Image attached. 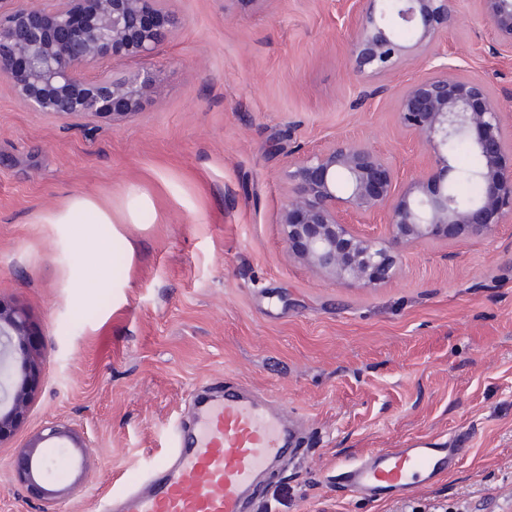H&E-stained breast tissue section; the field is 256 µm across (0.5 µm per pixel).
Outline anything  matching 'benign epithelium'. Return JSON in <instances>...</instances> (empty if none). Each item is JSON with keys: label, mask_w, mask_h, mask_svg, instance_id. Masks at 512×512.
Masks as SVG:
<instances>
[{"label": "benign epithelium", "mask_w": 512, "mask_h": 512, "mask_svg": "<svg viewBox=\"0 0 512 512\" xmlns=\"http://www.w3.org/2000/svg\"><path fill=\"white\" fill-rule=\"evenodd\" d=\"M0 13V78L33 112L55 119H109L119 123L153 96L156 72L103 71L119 57L144 60L182 24L176 0H10ZM352 0L350 68L360 75L395 69L411 52L427 48L436 33L457 22L452 0ZM479 15L493 28L488 53L512 56V0H478ZM413 32L411 45L396 36ZM403 130L421 144L426 159L403 184L390 159L367 144L335 138L317 150L299 149L288 162V195L276 223L288 248L311 269L341 285L392 280L400 249L437 240H471L512 223V136L491 88L480 78L448 74L440 63L413 79L398 96ZM467 143L479 160L470 179L473 200L454 191L460 171L451 145ZM383 215L385 234L360 229ZM0 360L9 381L0 396V447L24 422L43 375L41 338L17 305L0 298ZM68 439L87 447L76 430L50 422L13 449L16 476L33 495L45 493L51 470L42 445Z\"/></svg>", "instance_id": "1"}]
</instances>
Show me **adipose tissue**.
<instances>
[{"mask_svg": "<svg viewBox=\"0 0 512 512\" xmlns=\"http://www.w3.org/2000/svg\"><path fill=\"white\" fill-rule=\"evenodd\" d=\"M152 202L147 195L129 196L123 207L111 201L87 196H74L63 205L46 212L45 224L66 225L76 255L88 271L77 280L80 288H117L120 280L111 277L110 266L117 253L131 254L132 246L121 231L122 224L138 222L149 211Z\"/></svg>", "mask_w": 512, "mask_h": 512, "instance_id": "adipose-tissue-1", "label": "adipose tissue"}]
</instances>
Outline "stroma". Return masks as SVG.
Here are the masks:
<instances>
[{
    "label": "stroma",
    "instance_id": "obj_1",
    "mask_svg": "<svg viewBox=\"0 0 512 512\" xmlns=\"http://www.w3.org/2000/svg\"><path fill=\"white\" fill-rule=\"evenodd\" d=\"M183 26L147 60L156 97L122 124L32 112L0 79V297L42 334L46 378L12 447L0 512H94L169 449L196 395L256 388L302 420V444L262 488L266 512H512V224L484 239L404 248L378 286L337 285L289 257L276 211L296 145L347 136L403 176L423 157L397 94L416 54L365 79L348 67L345 0H177ZM433 52L512 102V58L488 54L476 0ZM382 92L366 96L370 87ZM153 209L122 225L121 288H75L63 228L40 223L75 194ZM87 445L48 452V496L18 481L13 446L47 422ZM428 441L458 465L400 498L353 496L343 466Z\"/></svg>",
    "mask_w": 512,
    "mask_h": 512
}]
</instances>
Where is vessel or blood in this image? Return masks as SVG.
Returning <instances> with one entry per match:
<instances>
[{
    "label": "vessel or blood",
    "mask_w": 512,
    "mask_h": 512,
    "mask_svg": "<svg viewBox=\"0 0 512 512\" xmlns=\"http://www.w3.org/2000/svg\"><path fill=\"white\" fill-rule=\"evenodd\" d=\"M187 431L176 432L171 452L101 512H255L266 471L294 452L301 426L286 407L238 385L193 403ZM458 448L415 444L371 453L344 473L349 490L382 498L429 482L457 466Z\"/></svg>",
    "instance_id": "1"
}]
</instances>
